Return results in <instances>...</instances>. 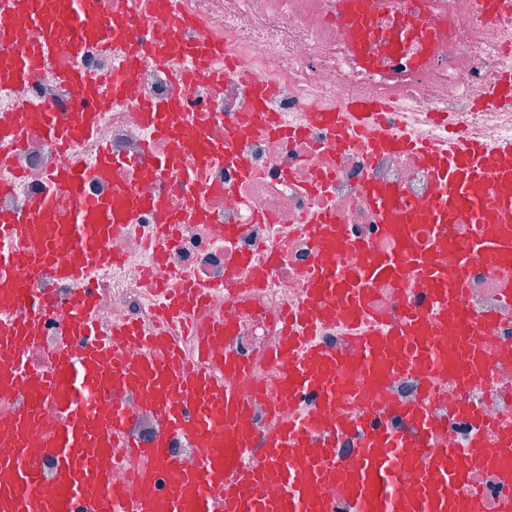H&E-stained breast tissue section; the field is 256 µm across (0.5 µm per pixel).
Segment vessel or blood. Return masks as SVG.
<instances>
[{
  "instance_id": "b4317fda",
  "label": "vessel or blood",
  "mask_w": 512,
  "mask_h": 512,
  "mask_svg": "<svg viewBox=\"0 0 512 512\" xmlns=\"http://www.w3.org/2000/svg\"><path fill=\"white\" fill-rule=\"evenodd\" d=\"M473 4L487 24L512 12V0ZM363 6L364 0H340L339 19L365 66L390 62L409 44L417 48L411 65L429 58L438 30L405 18L381 31L365 20ZM146 27L150 35L144 38L124 15L104 14L101 0H0L1 93L30 85L57 55L76 58L91 45L118 57L111 79L103 83L90 81L77 68L58 71V82L72 94L68 110L35 100L0 123V145L22 148L26 132L36 128L70 155L51 171L49 191L30 209H0V322L6 326L0 333V404L13 407L0 414V512H332L327 496L332 488L349 512H485L481 493L468 481L472 452L431 445L440 424L430 396L442 385L470 384L489 358L473 334L491 333L495 314L483 315L476 326L462 308L465 272L473 258L497 268L504 300L512 304V142L499 146L498 165L490 173L486 148L478 140L456 133L427 142L395 138L379 120L385 109L379 100L358 98L316 111V118L338 133L339 145L359 141L374 154L413 151L431 169L437 195L419 211L403 203L399 189L365 184L366 197L398 249L369 255L354 269L319 265L304 303L285 316L281 342L269 356L273 388L253 390L275 409L306 396L314 398L316 408L261 432L251 424L249 403L237 384L250 367L224 353V323L209 313V284L182 274L181 288L165 295L164 324L150 333L125 323L101 337L94 325L89 283L97 269L112 262L106 248L112 236L144 211L154 212L161 224L201 214L204 189L193 172L185 174V208L174 214L160 199L112 186L115 161L107 146H100L89 163L71 154L73 145L95 137L103 112L124 100L143 54L162 65L184 64L172 77L169 95L139 106L151 134L168 141L172 158L190 154L197 166L220 165L231 149L203 138L199 115L188 111L183 94L193 75L222 84L223 73L211 63L226 52L223 40L197 37L193 19L177 10L176 0H151ZM270 92L266 83L248 80L245 110L255 130L282 135L285 127L262 111ZM89 179L109 185V192L85 196L82 185ZM58 188L73 200L63 214L56 206ZM463 210L473 220L468 245L452 267L446 257L455 242L448 226ZM421 224L428 225L427 236L418 234ZM312 228L320 253L330 256L352 244L343 225L329 217H314ZM44 268L79 289L70 299L71 331L60 338L52 369L38 374L27 351L42 338L45 310L29 281ZM395 278L418 287L429 310L405 309L394 331L367 328L376 285ZM336 317L355 331L360 356L349 368L314 339L316 328ZM170 321L194 335L196 366L184 367L180 346L166 327ZM450 324L456 336L447 343L440 336ZM401 367L424 373L421 398L412 406L383 401L386 380ZM130 389L139 392L156 421L146 444L131 434V416L120 407L78 403L83 396ZM341 401L378 404L382 414L403 419L411 430L400 434L376 418L342 412ZM52 417L56 427L44 432ZM354 430L361 433L358 447L348 461L336 463L338 435ZM496 430L501 452L490 465L512 482V418L501 420ZM176 435L202 448L195 468L184 467L171 453ZM256 444L261 463L244 464V454ZM125 458L138 463L132 480L107 484L106 475ZM47 460L54 467L49 481L40 469ZM401 471L415 478L407 495L395 491Z\"/></svg>"
}]
</instances>
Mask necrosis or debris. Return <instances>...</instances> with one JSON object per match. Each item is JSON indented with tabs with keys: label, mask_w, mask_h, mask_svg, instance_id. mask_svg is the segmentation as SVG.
<instances>
[{
	"label": "necrosis or debris",
	"mask_w": 512,
	"mask_h": 512,
	"mask_svg": "<svg viewBox=\"0 0 512 512\" xmlns=\"http://www.w3.org/2000/svg\"><path fill=\"white\" fill-rule=\"evenodd\" d=\"M180 2L197 19L200 34L223 39L240 65L239 71L225 76L222 88L203 80L189 85L188 107L209 110L203 126L207 141L221 143L233 134L239 146L224 164L203 175L214 187L203 202L204 220L174 225L171 243L160 250L153 246L157 226L147 212L128 231L112 237L107 247L116 263L98 275L94 320L102 333L119 321L151 332L158 317L156 289L175 287L179 274L191 272L216 287L209 310L224 320L225 354L253 366L240 381L244 393L251 396L255 385L270 379L263 355L279 343L281 312L302 302L304 274L322 261L306 230L307 215L329 213L345 225L351 239L381 253L393 244L380 231L378 212L366 202L363 183L373 180L397 187L420 210L435 198L429 171L413 155L393 152L373 159L359 146L336 149L329 130L308 124L309 112L361 97H386L395 107L392 122L413 128L422 138L442 134L430 124L431 113L449 112L459 131L488 144L512 139V109L484 101L495 85L512 75V21L488 26L472 13L469 0H435L434 8L420 16V23L437 26L450 16L454 29L438 44L433 66L408 80L401 66L392 64L376 73L360 64L347 29L336 20L337 0ZM71 64L67 56H56L51 70L31 86L0 95V118L23 111L33 97L56 109L69 106L70 93L55 81L54 72ZM245 75L273 86L270 109L284 123L303 126L302 135L290 140L256 135L240 125ZM170 89L169 71L143 59L131 80L128 101L104 113L95 140L78 144L76 150L90 158L98 144L109 145L118 162L114 181L129 184L143 195L165 196L170 208L178 211L183 207L182 176L191 167L192 156L169 165L160 179L146 175L139 164L144 151L158 157L168 153L167 143L151 138L138 109L141 101L164 96ZM62 161L51 140L31 133L26 146L13 154L10 167L0 170V180L14 183L11 194L0 197V207L28 208L46 190L49 172ZM237 224L243 226V234L227 236V227ZM268 253L275 260L264 274L263 287L248 292L245 300L233 297L231 261L244 254ZM31 288L49 302L42 342L31 354L32 367L39 371L45 355L68 332L72 313L67 299L74 286L46 269ZM414 300L405 283L378 285L374 304L380 325L396 326L402 306ZM464 307L476 323L486 312L499 314L496 333L488 339L489 360L473 385L444 389L433 411L436 419L446 423L439 443L473 451L476 463L470 481L482 491L487 512H493L500 500L512 498V484L483 464L500 452L492 423L512 416V307L504 306L496 273L484 259L470 264ZM464 401L483 414L488 428L475 429L456 414L457 405ZM250 409L256 427H275L264 401L251 396Z\"/></svg>",
	"instance_id": "obj_1"
}]
</instances>
